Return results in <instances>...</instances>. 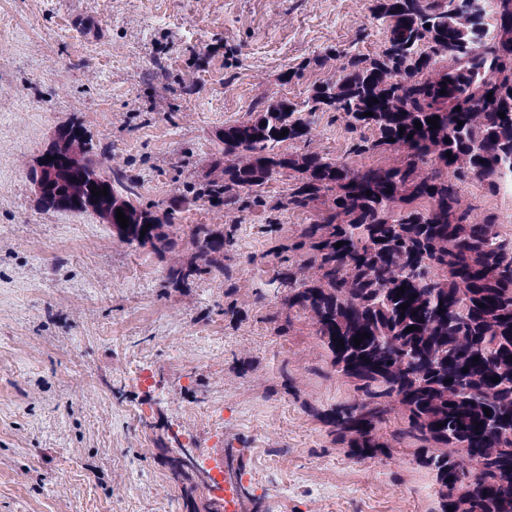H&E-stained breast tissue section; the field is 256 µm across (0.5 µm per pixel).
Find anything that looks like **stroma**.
<instances>
[{"label": "stroma", "mask_w": 512, "mask_h": 512, "mask_svg": "<svg viewBox=\"0 0 512 512\" xmlns=\"http://www.w3.org/2000/svg\"><path fill=\"white\" fill-rule=\"evenodd\" d=\"M367 6L0 0V512H201L212 492L187 497L164 444L243 453L250 512H435L412 440L359 460L319 417L357 394L330 372L310 316L284 305L268 254L315 211L277 212L270 234L262 208L184 207L182 229L234 225L236 273L173 290L165 268L186 246L161 258L121 243L93 212L46 209L29 180L54 131L77 121L143 200H168L203 176L225 125L282 95L303 100L334 76L331 51L381 50ZM305 118L308 147L327 156L351 137L332 113ZM463 191L512 238V199L477 181Z\"/></svg>", "instance_id": "obj_1"}]
</instances>
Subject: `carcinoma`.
<instances>
[{"label":"carcinoma","mask_w":512,"mask_h":512,"mask_svg":"<svg viewBox=\"0 0 512 512\" xmlns=\"http://www.w3.org/2000/svg\"><path fill=\"white\" fill-rule=\"evenodd\" d=\"M368 10L388 24L383 48L337 52L336 79L303 102L282 97L224 126V147L193 187V202L233 212L265 207L262 188L292 174L288 196L272 209L317 206L319 215L297 240L274 248L303 252L298 269L279 272L284 303L311 316L331 367L358 393L318 413L333 443L361 460L390 457L379 426L396 411L402 433L422 443L416 461L438 485V512H512V239L461 190L467 180L497 189L512 172V0H499L490 43L482 42L477 0H369ZM306 110L344 121L352 157L389 152L393 162L354 167L319 151H278L311 140ZM90 151L112 208L129 220L124 229L112 218L119 240L160 256L173 250L180 201L159 212L162 203L142 201L134 180ZM233 231L194 225L190 258L167 269L171 287L232 280ZM362 333L369 338L354 346ZM168 464L195 489L193 462Z\"/></svg>","instance_id":"1"}]
</instances>
